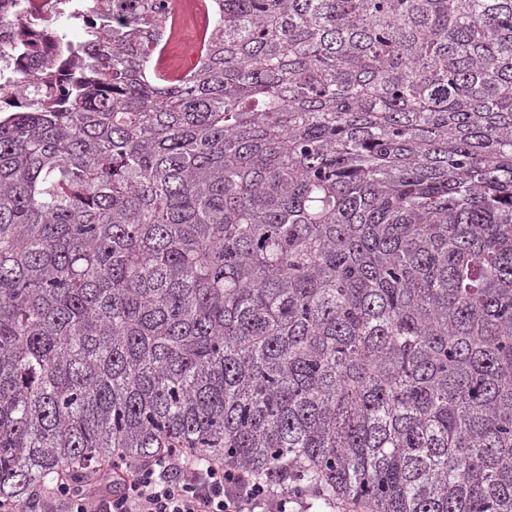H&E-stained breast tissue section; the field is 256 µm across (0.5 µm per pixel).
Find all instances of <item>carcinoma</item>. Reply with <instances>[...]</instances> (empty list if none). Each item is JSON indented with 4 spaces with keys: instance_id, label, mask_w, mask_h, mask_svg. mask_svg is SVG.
<instances>
[{
    "instance_id": "1",
    "label": "carcinoma",
    "mask_w": 512,
    "mask_h": 512,
    "mask_svg": "<svg viewBox=\"0 0 512 512\" xmlns=\"http://www.w3.org/2000/svg\"><path fill=\"white\" fill-rule=\"evenodd\" d=\"M79 2L0 97V500L192 448L512 512V0H215L178 76L172 0Z\"/></svg>"
}]
</instances>
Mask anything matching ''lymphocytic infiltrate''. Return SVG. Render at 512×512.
<instances>
[{
  "instance_id": "obj_1",
  "label": "lymphocytic infiltrate",
  "mask_w": 512,
  "mask_h": 512,
  "mask_svg": "<svg viewBox=\"0 0 512 512\" xmlns=\"http://www.w3.org/2000/svg\"><path fill=\"white\" fill-rule=\"evenodd\" d=\"M305 492L278 491L255 476L167 448L143 462L116 461L106 476L48 488L40 512H306Z\"/></svg>"
}]
</instances>
